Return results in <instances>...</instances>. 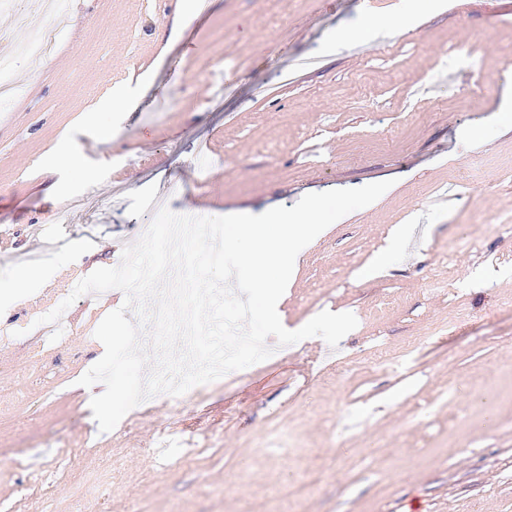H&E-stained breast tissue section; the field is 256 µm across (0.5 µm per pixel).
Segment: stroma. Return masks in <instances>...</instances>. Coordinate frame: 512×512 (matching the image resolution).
<instances>
[{
  "mask_svg": "<svg viewBox=\"0 0 512 512\" xmlns=\"http://www.w3.org/2000/svg\"><path fill=\"white\" fill-rule=\"evenodd\" d=\"M200 2L179 19L175 0H70L39 59L0 9V51L17 56L0 104V275L68 241L65 264L46 263L48 280L0 318V512H275L309 473L299 512H512V127L497 121L512 111V0ZM366 16L387 31L349 43ZM451 44L481 60L483 99L468 98ZM311 53L320 67L290 81L269 63ZM63 144L85 175L56 162ZM384 180L301 251L282 305L292 330L353 313L338 347L304 339L204 399L99 431L75 382L124 293L79 297L61 346L36 320L90 267L120 263L151 221L140 197L257 215ZM453 184L469 208L446 198ZM77 196L85 209H69ZM277 433L287 450L272 451Z\"/></svg>",
  "mask_w": 512,
  "mask_h": 512,
  "instance_id": "35a3bbf8",
  "label": "stroma"
}]
</instances>
